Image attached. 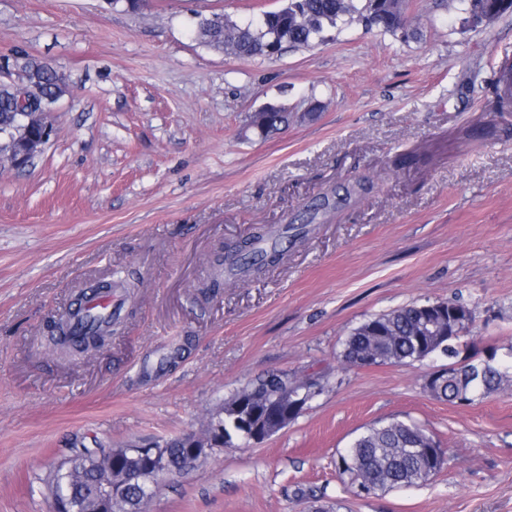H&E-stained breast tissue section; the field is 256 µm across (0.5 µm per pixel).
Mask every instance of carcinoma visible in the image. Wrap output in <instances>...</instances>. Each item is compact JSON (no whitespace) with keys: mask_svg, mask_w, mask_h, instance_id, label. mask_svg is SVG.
Returning <instances> with one entry per match:
<instances>
[{"mask_svg":"<svg viewBox=\"0 0 512 512\" xmlns=\"http://www.w3.org/2000/svg\"><path fill=\"white\" fill-rule=\"evenodd\" d=\"M454 9L461 15L465 29L487 26L508 11L512 0H454ZM406 0H288V11H269L257 20L239 24L222 12H212L197 22V35L207 45L223 49L240 57H266L275 46L309 47L328 39V33L345 26L358 24L367 30L376 28L383 33L401 35L405 40L417 36V30L407 26ZM13 67L21 75L38 79L44 99L35 107L50 112L68 90L66 77L57 69H45L40 61L23 51L12 54ZM16 89L9 82H0V129L21 121L20 113L27 107H14ZM290 113L284 106L270 112L250 116L249 126L261 135H269L288 124ZM357 187L368 189L366 182L355 181L336 189L334 195L323 194L315 198L294 221L276 230H266L253 236L251 250L236 258L218 257L214 264L224 277L230 279L257 276L275 265L284 252L283 243L305 238L308 226L327 222L330 213L350 205ZM436 316L430 319L428 335L435 336L448 326V311L457 309L460 316L453 323L467 333L473 323L471 310L453 301L434 300ZM115 322L112 311L106 307L90 306L83 302L65 320L66 338L74 345L112 333ZM422 323L421 304L411 303L379 314L354 328L342 342V358L356 357L371 347L380 350L376 365H411L421 362L429 354L421 348L418 337ZM476 361L471 360L454 370L440 387L431 389L433 397L456 402L464 396L475 402L493 393L512 387V362L499 360L486 365L483 375L473 373ZM274 394L283 388L280 381L263 378L237 391L224 402V416L211 422L224 424L228 437L245 446L251 439L235 422L233 406L252 389ZM164 448L170 465L178 464L185 454L183 438H171L157 443ZM110 448H77L74 454L50 476L52 496L63 493L72 504L71 512H97L98 503L92 498L104 465L112 463ZM447 451L441 447L423 426L409 420L394 419L366 427L356 435L345 450L339 453L336 465L348 476L351 486H364L370 494L379 491L421 486L431 480L444 463ZM150 487L139 482L138 475L130 472L126 496L122 507L112 512H136L142 506V497Z\"/></svg>","mask_w":512,"mask_h":512,"instance_id":"1","label":"carcinoma"}]
</instances>
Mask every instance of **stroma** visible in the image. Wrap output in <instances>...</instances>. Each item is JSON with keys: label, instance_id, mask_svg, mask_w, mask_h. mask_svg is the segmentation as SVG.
<instances>
[{"label": "stroma", "instance_id": "35a3bbf8", "mask_svg": "<svg viewBox=\"0 0 512 512\" xmlns=\"http://www.w3.org/2000/svg\"><path fill=\"white\" fill-rule=\"evenodd\" d=\"M283 4L0 0V55L25 51L70 87L34 162L0 165V512H51L48 471L73 448L199 432L272 373L323 391L262 443L162 481L148 512H512V389L451 404L425 387L443 359L340 355L365 320L427 299L472 311L463 355L512 350V112L493 83L512 13L464 31L451 0H409L417 38L354 25L271 58L191 33L198 13L241 23ZM269 103L292 117L262 138L249 117ZM354 178L370 192L280 263L203 294L225 245ZM117 269L138 286L110 345L45 352L46 318ZM390 419L423 425L450 461L426 485L356 494L337 455Z\"/></svg>", "mask_w": 512, "mask_h": 512}]
</instances>
